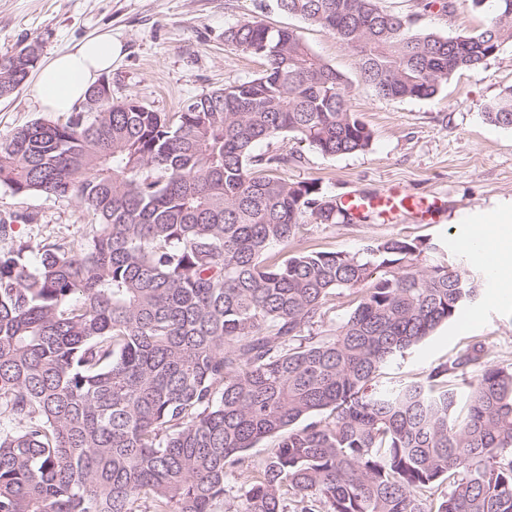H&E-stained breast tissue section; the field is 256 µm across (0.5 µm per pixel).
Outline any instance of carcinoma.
<instances>
[{
  "label": "carcinoma",
  "instance_id": "obj_1",
  "mask_svg": "<svg viewBox=\"0 0 512 512\" xmlns=\"http://www.w3.org/2000/svg\"><path fill=\"white\" fill-rule=\"evenodd\" d=\"M469 2L486 21L456 36L378 0L277 6L332 31L365 83L402 100L512 42V0ZM224 41L266 68L172 114L101 99L0 133V185L75 199L95 220L32 268L22 245L0 254V414L16 422L0 429V512H214L234 472L233 512H512V363L483 362L476 342L373 387L478 296L480 271L400 237L270 254L353 215L254 147L288 133L340 156L373 132L300 31L252 19ZM37 60L32 44L0 57V97ZM483 116L512 128V91ZM342 291L356 305L325 329ZM475 368L462 400L450 378Z\"/></svg>",
  "mask_w": 512,
  "mask_h": 512
}]
</instances>
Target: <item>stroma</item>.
<instances>
[{
    "label": "stroma",
    "instance_id": "1",
    "mask_svg": "<svg viewBox=\"0 0 512 512\" xmlns=\"http://www.w3.org/2000/svg\"><path fill=\"white\" fill-rule=\"evenodd\" d=\"M405 15L418 14L426 32L455 36L479 28L484 15L462 0L457 12H419L417 0H379ZM258 18L276 28L302 31L313 51L349 81L347 104L372 129L364 153L325 156L292 135L258 145L261 153L286 156L285 176L317 182L327 195L378 194L401 186L412 202L429 206L425 219L401 211L364 221L310 224L287 250L358 251L371 240L391 237L440 244L448 258L466 255V239L485 212L506 216L500 225L512 233V128L488 123L485 103L512 87V44L477 69L453 74L429 98L380 97L361 81L358 58L324 28L280 11L276 0H0V56L34 44L40 57L109 32L123 45L122 58L104 78L114 99L135 98L157 112H178L192 98L249 80L265 67L263 59L228 46L226 28ZM31 85L0 98V132L40 119ZM0 251L29 245L36 265L45 245L88 233L93 220L74 199L18 195L0 186ZM485 345L489 363L512 362V282L482 286L465 304L405 357L386 366L378 378L386 388L419 378L451 361L474 342Z\"/></svg>",
    "mask_w": 512,
    "mask_h": 512
}]
</instances>
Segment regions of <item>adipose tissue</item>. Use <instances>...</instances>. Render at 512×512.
Segmentation results:
<instances>
[{"label":"adipose tissue","mask_w":512,"mask_h":512,"mask_svg":"<svg viewBox=\"0 0 512 512\" xmlns=\"http://www.w3.org/2000/svg\"><path fill=\"white\" fill-rule=\"evenodd\" d=\"M120 52L119 42L111 34L101 33L47 57L33 80L40 109L54 114L72 111L84 100L87 90L111 70ZM468 248L476 261L488 265L494 278H512V257H505L498 245L490 243L485 228L473 232Z\"/></svg>","instance_id":"1"}]
</instances>
